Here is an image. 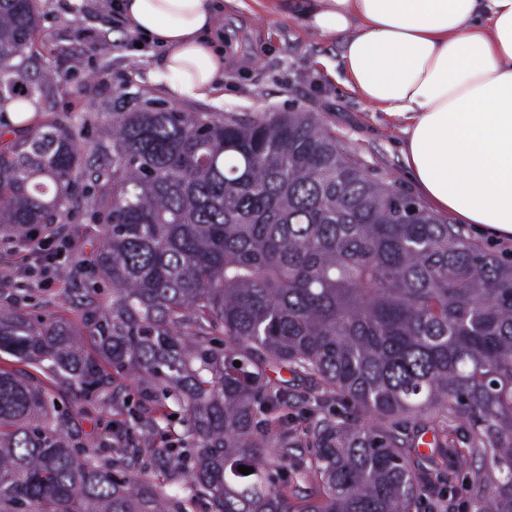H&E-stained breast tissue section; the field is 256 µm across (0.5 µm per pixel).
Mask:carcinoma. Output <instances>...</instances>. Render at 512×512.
Returning <instances> with one entry per match:
<instances>
[{
  "label": "carcinoma",
  "instance_id": "cac0c4a2",
  "mask_svg": "<svg viewBox=\"0 0 512 512\" xmlns=\"http://www.w3.org/2000/svg\"><path fill=\"white\" fill-rule=\"evenodd\" d=\"M44 7L0 0V113L54 83L29 77ZM80 139L39 123L0 141V230L29 237L85 184L112 306L87 334L0 310V353L111 407L107 369L122 372L178 407L183 436L158 448L159 422L132 413L138 443L117 469L78 446L72 407L37 376L0 368V512H420L458 466L473 512H512V263L312 112L221 120L147 100L112 113L89 166ZM282 370L344 411L290 425ZM290 448L306 453L285 466Z\"/></svg>",
  "mask_w": 512,
  "mask_h": 512
}]
</instances>
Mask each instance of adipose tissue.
<instances>
[{"mask_svg":"<svg viewBox=\"0 0 512 512\" xmlns=\"http://www.w3.org/2000/svg\"><path fill=\"white\" fill-rule=\"evenodd\" d=\"M341 41L347 87L401 124L408 177L438 210L512 238V0H264ZM163 52L170 98L206 99L224 77V0H118Z\"/></svg>","mask_w":512,"mask_h":512,"instance_id":"ef3b65f1","label":"adipose tissue"}]
</instances>
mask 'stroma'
Segmentation results:
<instances>
[{
	"label": "stroma",
	"instance_id": "stroma-1",
	"mask_svg": "<svg viewBox=\"0 0 512 512\" xmlns=\"http://www.w3.org/2000/svg\"><path fill=\"white\" fill-rule=\"evenodd\" d=\"M112 2L48 0L37 47L55 70L56 79L31 123L8 127L6 139H26L36 123L50 120L66 127L80 117L84 120L81 146L89 156L112 113L137 107L146 99L218 118L227 112L258 118L304 109L316 113L370 168L388 173L397 189L419 198V190L404 175L398 123L366 107L341 83L339 43L323 41L299 22L260 9L226 6L222 93L209 100L173 102L154 78L161 54L147 46L136 47ZM91 205L85 191H76L65 216L37 228L38 237H50L66 251L65 259L51 272L48 287H41L40 274L18 275L22 254L0 238V309L39 318L61 317L81 328L89 306L111 305V288L78 266L96 253L107 233L105 225L91 222ZM114 380L121 387L126 410L102 405L94 396L77 402L76 426L90 445L99 446L113 431L121 432L126 443H135L130 412L160 421L177 414L175 404L149 400L122 375H115Z\"/></svg>",
	"mask_w": 512,
	"mask_h": 512
}]
</instances>
